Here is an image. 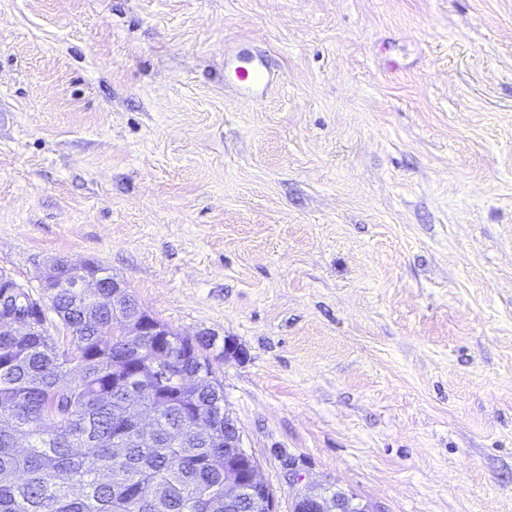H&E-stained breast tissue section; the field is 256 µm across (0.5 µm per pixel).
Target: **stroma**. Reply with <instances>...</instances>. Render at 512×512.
Returning <instances> with one entry per match:
<instances>
[{
  "instance_id": "obj_1",
  "label": "stroma",
  "mask_w": 512,
  "mask_h": 512,
  "mask_svg": "<svg viewBox=\"0 0 512 512\" xmlns=\"http://www.w3.org/2000/svg\"><path fill=\"white\" fill-rule=\"evenodd\" d=\"M55 259L242 349L279 512H512V0H0V268ZM235 77L240 83L241 89L247 91L254 90L256 87L266 84L263 68L259 64H249L240 66L235 70ZM330 489V488H329ZM336 494V490H331ZM355 495H348L344 492L334 496L325 488L311 487L305 490H296L293 495V504L296 506L294 512H377L378 509L369 504H365L363 509L356 510L357 503L363 506V503L356 501ZM366 509V510H365Z\"/></svg>"
}]
</instances>
